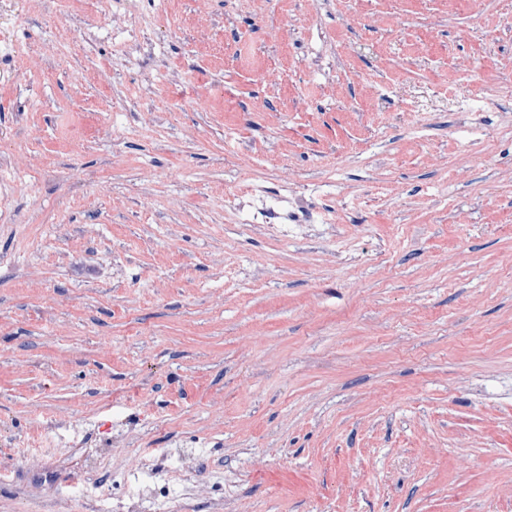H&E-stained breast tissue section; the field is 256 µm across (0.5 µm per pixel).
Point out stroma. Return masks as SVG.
<instances>
[{"label": "stroma", "mask_w": 512, "mask_h": 512, "mask_svg": "<svg viewBox=\"0 0 512 512\" xmlns=\"http://www.w3.org/2000/svg\"><path fill=\"white\" fill-rule=\"evenodd\" d=\"M1 461L0 512H512V0L0 19Z\"/></svg>", "instance_id": "obj_1"}]
</instances>
